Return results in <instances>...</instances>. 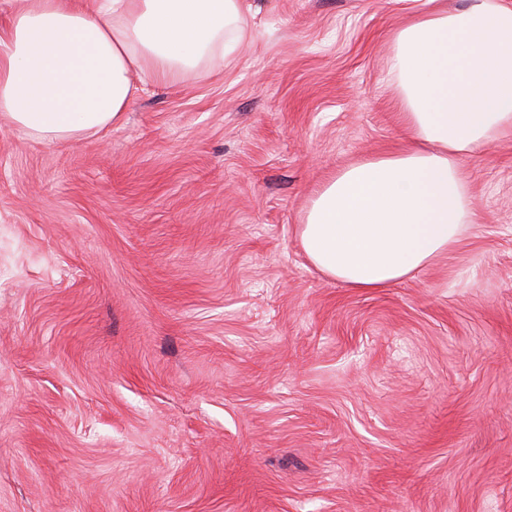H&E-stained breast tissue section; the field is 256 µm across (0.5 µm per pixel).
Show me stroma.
I'll return each mask as SVG.
<instances>
[{"instance_id":"35a3bbf8","label":"stroma","mask_w":512,"mask_h":512,"mask_svg":"<svg viewBox=\"0 0 512 512\" xmlns=\"http://www.w3.org/2000/svg\"><path fill=\"white\" fill-rule=\"evenodd\" d=\"M248 42L122 124L0 116V512H512V134L476 217L373 291L298 226L410 143L408 0H243Z\"/></svg>"}]
</instances>
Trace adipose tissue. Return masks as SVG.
Masks as SVG:
<instances>
[{
	"label": "adipose tissue",
	"instance_id": "1",
	"mask_svg": "<svg viewBox=\"0 0 512 512\" xmlns=\"http://www.w3.org/2000/svg\"><path fill=\"white\" fill-rule=\"evenodd\" d=\"M0 33V113L49 143L120 124L135 75L164 84L250 38L241 0H13ZM416 0L390 71L414 147L347 167L299 226L311 264L353 288L399 283L474 220L463 156L512 131V7Z\"/></svg>",
	"mask_w": 512,
	"mask_h": 512
}]
</instances>
